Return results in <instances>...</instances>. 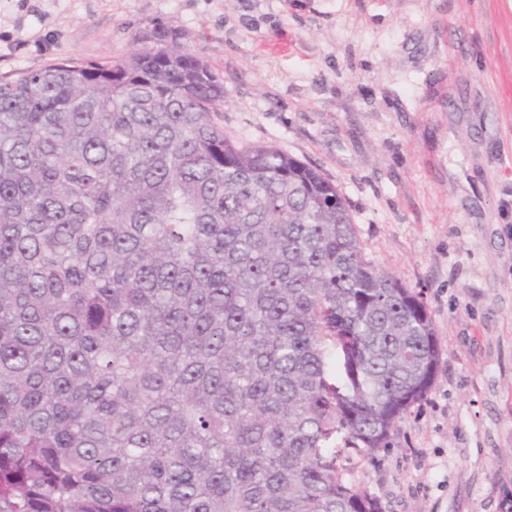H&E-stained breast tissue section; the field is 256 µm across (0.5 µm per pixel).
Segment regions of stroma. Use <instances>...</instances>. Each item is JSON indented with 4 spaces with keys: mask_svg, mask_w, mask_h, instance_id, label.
I'll return each instance as SVG.
<instances>
[{
    "mask_svg": "<svg viewBox=\"0 0 512 512\" xmlns=\"http://www.w3.org/2000/svg\"><path fill=\"white\" fill-rule=\"evenodd\" d=\"M157 27L223 82L225 133L333 183L432 317V388L345 480L383 512H507L512 0H0V78L113 63Z\"/></svg>",
    "mask_w": 512,
    "mask_h": 512,
    "instance_id": "obj_1",
    "label": "stroma"
}]
</instances>
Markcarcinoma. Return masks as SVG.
<instances>
[{
  "instance_id": "1",
  "label": "carcinoma",
  "mask_w": 512,
  "mask_h": 512,
  "mask_svg": "<svg viewBox=\"0 0 512 512\" xmlns=\"http://www.w3.org/2000/svg\"><path fill=\"white\" fill-rule=\"evenodd\" d=\"M0 80V512H382L342 449L435 381L336 187L164 28Z\"/></svg>"
}]
</instances>
